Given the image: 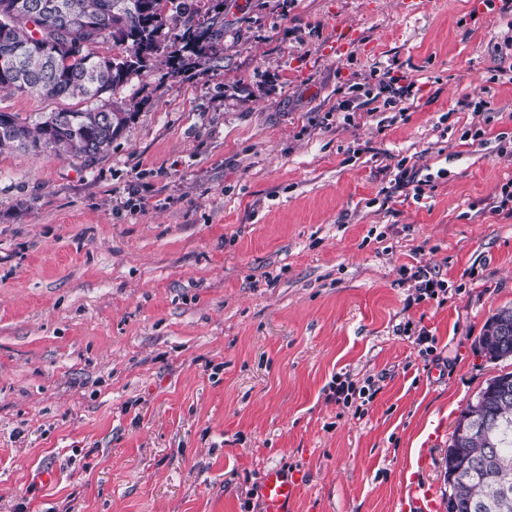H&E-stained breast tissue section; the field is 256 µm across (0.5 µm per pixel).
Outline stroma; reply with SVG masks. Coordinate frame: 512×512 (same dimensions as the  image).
<instances>
[{
  "instance_id": "obj_1",
  "label": "stroma",
  "mask_w": 512,
  "mask_h": 512,
  "mask_svg": "<svg viewBox=\"0 0 512 512\" xmlns=\"http://www.w3.org/2000/svg\"><path fill=\"white\" fill-rule=\"evenodd\" d=\"M223 44L117 89L139 107L103 156L0 148V512H263L272 467L305 476L289 512H399L412 474L443 505L456 418L512 371L478 350L512 307V12L224 0ZM404 265L447 303L406 306ZM345 372L365 414L327 398ZM400 275L405 280H414L416 282L415 288H418V295H416L413 300L409 297L406 303V306H411L412 303H418L420 301L426 299H438V304L442 305L445 303V300L448 297L445 295L448 294V283L445 280L438 279V274L435 273L432 268L426 265H419L408 267L406 265L402 266L399 270ZM439 296H442L440 299Z\"/></svg>"
}]
</instances>
